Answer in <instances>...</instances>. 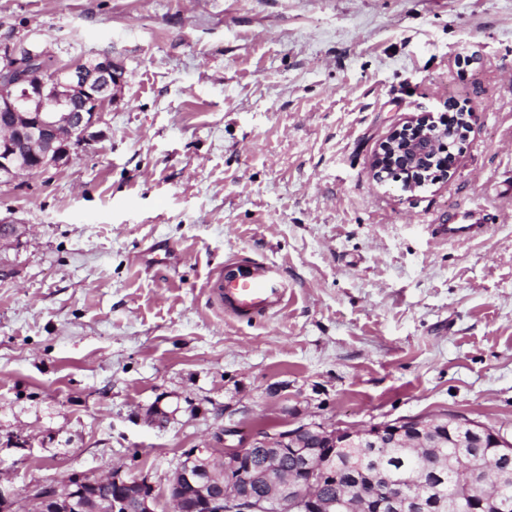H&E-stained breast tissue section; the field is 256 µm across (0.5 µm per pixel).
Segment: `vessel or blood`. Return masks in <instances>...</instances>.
Returning <instances> with one entry per match:
<instances>
[{
  "label": "vessel or blood",
  "instance_id": "vessel-or-blood-1",
  "mask_svg": "<svg viewBox=\"0 0 512 512\" xmlns=\"http://www.w3.org/2000/svg\"><path fill=\"white\" fill-rule=\"evenodd\" d=\"M485 223L481 210H462L451 223L436 225L435 232L448 240L471 239L483 233ZM206 288L226 313L238 318L265 315L283 306L288 295L287 283L272 266L235 256L225 262L223 273L207 280Z\"/></svg>",
  "mask_w": 512,
  "mask_h": 512
}]
</instances>
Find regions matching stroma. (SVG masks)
<instances>
[{"label":"stroma","instance_id":"35a3bbf8","mask_svg":"<svg viewBox=\"0 0 512 512\" xmlns=\"http://www.w3.org/2000/svg\"><path fill=\"white\" fill-rule=\"evenodd\" d=\"M125 83L66 166L0 183V491L148 476L155 512L224 410L245 430L464 416L512 433V0H0V33ZM472 113L451 175L370 162ZM489 210L475 239L433 225ZM232 255L288 301L225 315ZM165 412L163 424L154 410Z\"/></svg>","mask_w":512,"mask_h":512}]
</instances>
